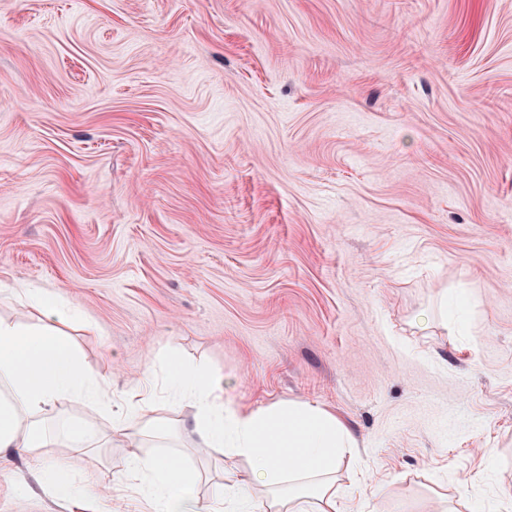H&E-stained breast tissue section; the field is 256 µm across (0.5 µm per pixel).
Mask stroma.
Instances as JSON below:
<instances>
[{"instance_id":"35a3bbf8","label":"stroma","mask_w":512,"mask_h":512,"mask_svg":"<svg viewBox=\"0 0 512 512\" xmlns=\"http://www.w3.org/2000/svg\"><path fill=\"white\" fill-rule=\"evenodd\" d=\"M336 411L343 512L512 486V0H0V316ZM469 335L413 327L441 289ZM97 327L86 335L83 321ZM211 485L244 466L179 439ZM0 466V512H81Z\"/></svg>"}]
</instances>
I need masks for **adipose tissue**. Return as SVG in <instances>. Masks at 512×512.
<instances>
[{
    "label": "adipose tissue",
    "mask_w": 512,
    "mask_h": 512,
    "mask_svg": "<svg viewBox=\"0 0 512 512\" xmlns=\"http://www.w3.org/2000/svg\"><path fill=\"white\" fill-rule=\"evenodd\" d=\"M26 297L35 323L0 317V464L22 448L46 479L62 483L69 470L57 464L53 449L83 447L94 427L71 422L52 429L60 403L82 399L101 411L110 399L58 329L77 320L76 309L37 289ZM146 374L127 392L126 409L113 417L111 436L133 445L143 436L172 440L167 419L146 420L140 411L170 399L184 402L194 410L188 428L202 447L246 463L244 477L214 489L227 512H340L337 474L356 439L335 412L295 400L256 408L233 405L224 398L223 375L185 365L167 347L154 351ZM197 479L178 452H133L113 483L137 488L151 512H200Z\"/></svg>",
    "instance_id": "1"
}]
</instances>
